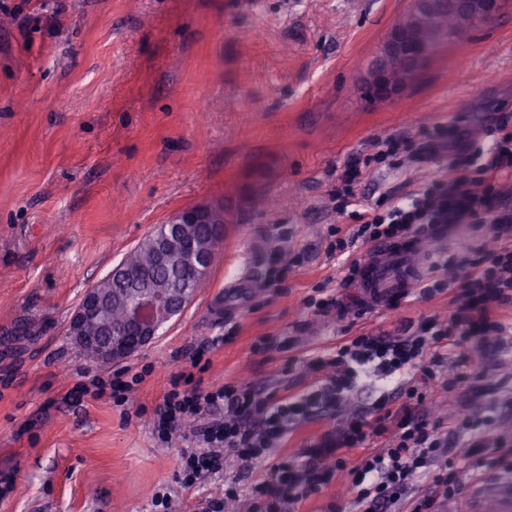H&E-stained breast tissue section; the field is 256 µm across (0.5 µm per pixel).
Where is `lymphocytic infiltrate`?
Listing matches in <instances>:
<instances>
[{
    "label": "lymphocytic infiltrate",
    "mask_w": 512,
    "mask_h": 512,
    "mask_svg": "<svg viewBox=\"0 0 512 512\" xmlns=\"http://www.w3.org/2000/svg\"><path fill=\"white\" fill-rule=\"evenodd\" d=\"M486 135L492 146L481 178L475 179L468 136L454 126L436 132L427 151L447 149V178L410 201L367 215L355 226L352 240L378 246L446 224H487L497 236L511 234L512 209L494 184L512 175V130L498 124L487 127ZM447 267V274L422 281L419 289L424 299L449 294L446 320L417 330L407 322L398 336L364 333L338 342L334 353L314 358L325 375L305 392L262 395L246 384L204 389L193 385L192 375L172 377L156 409L158 437L169 442L193 421L200 442L182 451L179 482L189 488L218 472L228 451L246 464L262 460L289 426L313 410L339 405L368 375L386 382L403 377L406 401L400 412H392L387 398H380L369 416L350 419L298 449L295 459L272 467L256 485L255 512H297L335 479L350 494L355 512H441L465 483L512 466V442L491 438L486 421L471 412L445 425L419 412L427 385L437 377L443 347L460 351L462 370L448 381L453 392L482 378L480 359L500 349L511 331L498 312L512 303V244L449 258ZM377 438L384 439V446L373 447ZM356 448L362 454L356 464H348L346 454ZM426 478L431 485L424 492L420 483Z\"/></svg>",
    "instance_id": "lymphocytic-infiltrate-1"
}]
</instances>
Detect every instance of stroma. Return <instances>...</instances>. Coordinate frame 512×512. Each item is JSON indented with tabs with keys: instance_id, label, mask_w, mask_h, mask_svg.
I'll return each mask as SVG.
<instances>
[{
	"instance_id": "stroma-1",
	"label": "stroma",
	"mask_w": 512,
	"mask_h": 512,
	"mask_svg": "<svg viewBox=\"0 0 512 512\" xmlns=\"http://www.w3.org/2000/svg\"><path fill=\"white\" fill-rule=\"evenodd\" d=\"M413 2L0 0V476L14 477L0 512H154L163 491L175 512H204L228 486L236 512H252L268 468L365 412L381 382L364 377L262 462L225 455L223 471L185 489L178 457L197 440L154 431L171 377L295 392L318 376L307 361L345 337L447 317L444 294L364 308L344 278L366 246L331 249L378 201L447 176V153L425 151L429 134L455 125L479 142L487 125L512 127V0L442 46L404 96L377 103L360 89ZM386 139L401 148L381 162ZM349 167L355 205L340 213ZM216 200L224 241L181 319L121 363L85 357L67 331L84 291L157 225ZM495 243L485 227L449 226L421 253L420 275ZM318 288L344 320L305 307ZM262 337L274 348L255 351ZM123 372L144 376L127 402L80 395Z\"/></svg>"
}]
</instances>
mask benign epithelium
Wrapping results in <instances>:
<instances>
[{
    "mask_svg": "<svg viewBox=\"0 0 512 512\" xmlns=\"http://www.w3.org/2000/svg\"><path fill=\"white\" fill-rule=\"evenodd\" d=\"M448 8V38L470 29L477 19H492L503 7L502 0H445ZM440 32L423 36L417 24L394 26L375 52L362 77L364 87L376 101L406 94L418 75L430 64V50L439 42ZM172 234L155 244L158 262L178 265L206 262L193 237L197 224L224 228V207L211 202L183 209L171 220ZM192 299L190 292L173 293L159 285L133 292L125 308L119 338L113 339L111 324L103 321L109 298L94 285L87 289L69 321V335L80 347L94 348L96 360L120 362L150 345L159 331L182 313Z\"/></svg>",
    "mask_w": 512,
    "mask_h": 512,
    "instance_id": "7a95c632",
    "label": "benign epithelium"
}]
</instances>
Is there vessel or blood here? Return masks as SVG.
I'll use <instances>...</instances> for the list:
<instances>
[{"label":"vessel or blood","mask_w":512,"mask_h":512,"mask_svg":"<svg viewBox=\"0 0 512 512\" xmlns=\"http://www.w3.org/2000/svg\"><path fill=\"white\" fill-rule=\"evenodd\" d=\"M419 242L409 237L381 245L359 264L357 287L361 299L377 309L391 306L408 292L418 270Z\"/></svg>","instance_id":"vessel-or-blood-1"}]
</instances>
